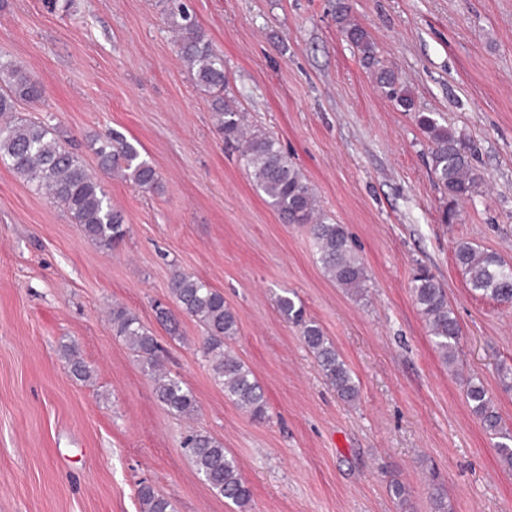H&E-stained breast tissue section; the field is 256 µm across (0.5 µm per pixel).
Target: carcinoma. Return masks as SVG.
Instances as JSON below:
<instances>
[{
	"instance_id": "1",
	"label": "carcinoma",
	"mask_w": 512,
	"mask_h": 512,
	"mask_svg": "<svg viewBox=\"0 0 512 512\" xmlns=\"http://www.w3.org/2000/svg\"><path fill=\"white\" fill-rule=\"evenodd\" d=\"M171 27L177 36L180 57L197 86L212 95L217 129L224 141L237 145L239 157L253 176L267 203L290 224H306L326 274L339 287L359 294L366 271L344 229L322 212L313 189L289 162L278 141L267 132L246 124L245 113L232 99L224 98L227 83L224 59L213 47L182 0H167ZM344 32L362 56L385 95L406 111L412 102L394 72L378 55L369 34L346 23ZM41 88L23 67L0 63V161L13 172L56 200L81 228L83 236L95 245L111 246L126 233L125 216L112 206L105 185L82 159L70 151L47 124L16 118L22 103L34 104ZM416 124L426 134L432 174L448 208L471 199L483 184V176L473 163L471 148L442 122L434 112H417ZM90 149L104 174L132 185L150 189L158 175L154 166L141 157L139 149L121 133L112 131L92 139ZM456 264L468 276L470 288L501 303L512 304V264L494 252L462 242L455 249ZM412 293L428 324L436 348L444 362L458 357L460 326L448 306L442 284L426 270L412 281ZM170 295L176 312L162 310L159 319L176 330L177 316L199 323L203 330V354L214 380L224 387V397L255 421L267 419V407L260 384L250 368L228 347L238 332L237 315L224 303V295L204 282L177 273L170 282ZM281 317L301 327L303 342L313 354L323 377L345 402L358 398L359 386L350 367L325 335L321 325L304 317L301 304L285 291L275 300ZM112 330L137 354L143 370L155 382L157 400L175 416H192L198 401L179 378L159 373V345L132 312L112 308ZM466 399L472 413L489 434L498 438L503 463L512 468V432L503 426L492 396L482 382L466 381ZM196 473L210 490L246 512L251 489L236 459L224 445L204 430L190 432L183 444ZM141 512H175V505L149 485L137 490Z\"/></svg>"
}]
</instances>
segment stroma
I'll return each instance as SVG.
<instances>
[{
  "instance_id": "obj_1",
  "label": "stroma",
  "mask_w": 512,
  "mask_h": 512,
  "mask_svg": "<svg viewBox=\"0 0 512 512\" xmlns=\"http://www.w3.org/2000/svg\"><path fill=\"white\" fill-rule=\"evenodd\" d=\"M224 57L226 96L271 132L344 225L367 274L336 286L305 226L285 223L215 125L182 61L164 0H0V60L40 85L24 117L54 127L89 168L87 138L114 130L159 175L144 192L111 178L125 216L114 247L88 242L47 195L0 162V512H139L138 482L176 512H237L181 447L204 429L236 458L247 512H512V468L466 402L480 380L512 429V305L475 294L456 264L469 242L512 263V0H188ZM365 29L408 90L404 111L378 88L338 22ZM437 112L472 141L480 192L445 224L447 204L414 122ZM443 285L462 336L446 364L411 292L418 267ZM222 292L237 315L232 350L264 391L267 421L225 399L202 330L171 305L174 273ZM295 291L359 381L353 404L329 386L275 297ZM120 305L156 336L163 366L195 394L171 415L133 351L112 332ZM74 347L91 369L72 376ZM407 490L405 505L387 492Z\"/></svg>"
}]
</instances>
